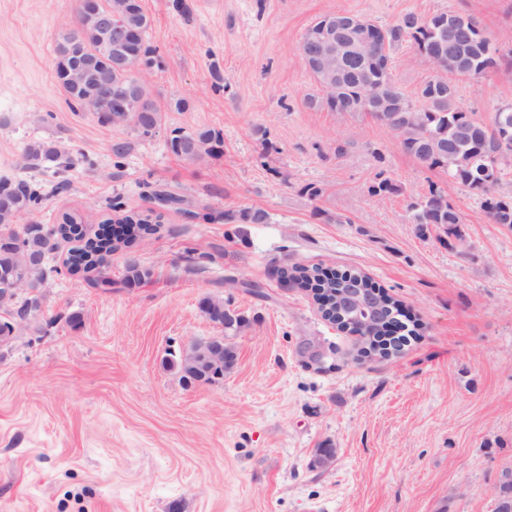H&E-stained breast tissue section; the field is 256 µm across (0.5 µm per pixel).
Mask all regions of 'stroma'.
I'll return each mask as SVG.
<instances>
[{
  "label": "stroma",
  "mask_w": 512,
  "mask_h": 512,
  "mask_svg": "<svg viewBox=\"0 0 512 512\" xmlns=\"http://www.w3.org/2000/svg\"><path fill=\"white\" fill-rule=\"evenodd\" d=\"M141 4L163 112L147 139L65 102L55 47L78 0H0V179L44 185L25 222L68 212L92 232L127 210L162 215L136 251L150 281L121 285L118 251L113 286L90 288L56 252L37 325L0 348V512H494L498 473L512 467V228L488 223L477 191L423 166L369 114L316 107L300 43L336 12L382 26L469 16L500 65L455 80L456 99L489 125L512 104V0ZM391 65L412 100L434 75L407 43ZM200 129L218 134L213 155L171 152L174 132ZM35 140L59 143L74 166L29 169ZM118 141L129 144L121 158ZM381 176L399 193L372 195ZM432 185L462 215L460 245L416 231L409 205ZM155 188L197 215L160 207ZM254 208L268 223L233 221ZM295 264L365 272L418 320V339L397 357L357 360L355 337L277 278ZM206 297L246 324L237 366L194 386L176 363L216 331ZM324 446L333 463L311 468Z\"/></svg>",
  "instance_id": "obj_1"
}]
</instances>
